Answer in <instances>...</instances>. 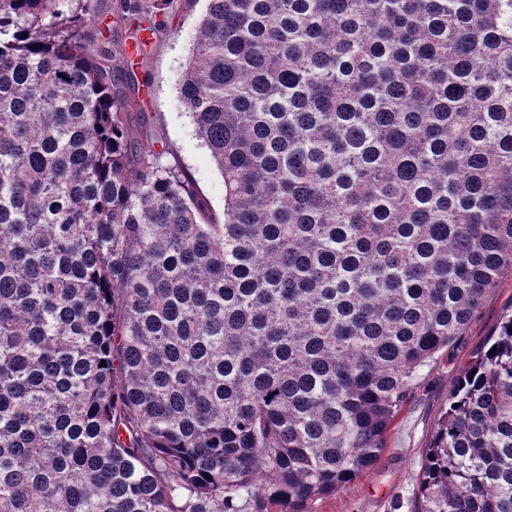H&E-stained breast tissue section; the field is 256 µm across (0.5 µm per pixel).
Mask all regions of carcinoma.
Instances as JSON below:
<instances>
[{"label": "carcinoma", "instance_id": "1", "mask_svg": "<svg viewBox=\"0 0 512 512\" xmlns=\"http://www.w3.org/2000/svg\"><path fill=\"white\" fill-rule=\"evenodd\" d=\"M92 21L0 0V512H307L512 274V0H209L179 94L221 224ZM416 505L512 512V315Z\"/></svg>", "mask_w": 512, "mask_h": 512}]
</instances>
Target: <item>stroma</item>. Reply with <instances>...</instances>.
Instances as JSON below:
<instances>
[{
	"label": "stroma",
	"mask_w": 512,
	"mask_h": 512,
	"mask_svg": "<svg viewBox=\"0 0 512 512\" xmlns=\"http://www.w3.org/2000/svg\"><path fill=\"white\" fill-rule=\"evenodd\" d=\"M118 2L90 0L95 18L91 32L109 50L108 66L128 71L120 88L130 102L125 113L130 140L155 137L176 153L196 181L207 215L223 220L224 180L178 93L206 0H174L172 9L143 14L142 25L163 21L167 27L149 41L139 65L131 68L126 57L136 30L118 15ZM511 312L512 276H506L467 332L423 369L373 465L336 493L313 501L308 512H415L425 453L448 407L449 393L475 355L487 347L503 315Z\"/></svg>",
	"instance_id": "stroma-1"
}]
</instances>
